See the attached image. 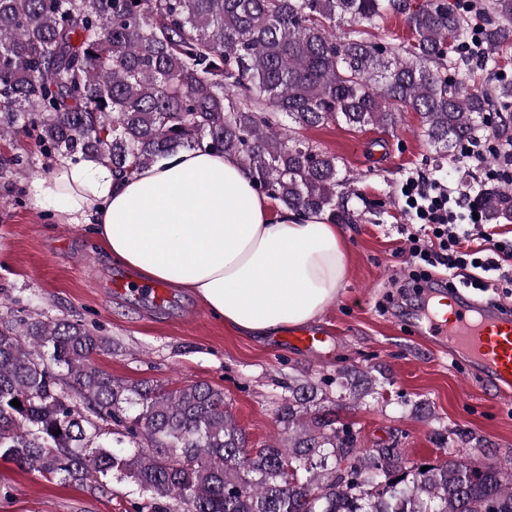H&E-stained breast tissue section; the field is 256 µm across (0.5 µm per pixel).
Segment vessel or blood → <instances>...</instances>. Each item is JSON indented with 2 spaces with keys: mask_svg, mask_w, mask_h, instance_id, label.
I'll return each instance as SVG.
<instances>
[{
  "mask_svg": "<svg viewBox=\"0 0 512 512\" xmlns=\"http://www.w3.org/2000/svg\"><path fill=\"white\" fill-rule=\"evenodd\" d=\"M431 339L447 345L453 359L463 360L469 373L483 377L497 394H512V314L489 305L462 304L449 311L433 308L426 314ZM285 341L314 353L325 343L324 333L294 328Z\"/></svg>",
  "mask_w": 512,
  "mask_h": 512,
  "instance_id": "obj_1",
  "label": "vessel or blood"
}]
</instances>
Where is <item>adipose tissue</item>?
<instances>
[{"instance_id": "1", "label": "adipose tissue", "mask_w": 512, "mask_h": 512, "mask_svg": "<svg viewBox=\"0 0 512 512\" xmlns=\"http://www.w3.org/2000/svg\"><path fill=\"white\" fill-rule=\"evenodd\" d=\"M34 198L67 223L93 225L105 251L142 282L195 294L249 336L315 320L348 273L336 225L290 211L271 219L251 176L221 155L183 150L120 183L104 164L61 158Z\"/></svg>"}]
</instances>
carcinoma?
Returning <instances> with one entry per match:
<instances>
[{"mask_svg": "<svg viewBox=\"0 0 512 512\" xmlns=\"http://www.w3.org/2000/svg\"><path fill=\"white\" fill-rule=\"evenodd\" d=\"M470 6L447 0H0V140L22 134L46 158L94 159L122 180L181 150L234 159L256 191L299 216L352 224L336 156L295 127L338 119L393 126L420 117L431 146L462 148L492 90L448 77ZM480 38L512 45V0H493ZM402 15L414 41L372 33ZM349 31L336 36V22ZM29 161L0 153V179ZM489 224L512 223V183L482 189ZM109 341L80 323L25 313L0 322V458L91 491L114 479L184 512H512V468L453 453L426 471L391 445L363 449L311 386L288 390V438L247 447L204 383L174 391L128 383L96 366ZM336 385L367 389L364 374ZM18 400L21 407L11 405ZM58 435H53V432Z\"/></svg>", "mask_w": 512, "mask_h": 512, "instance_id": "obj_1", "label": "carcinoma"}]
</instances>
